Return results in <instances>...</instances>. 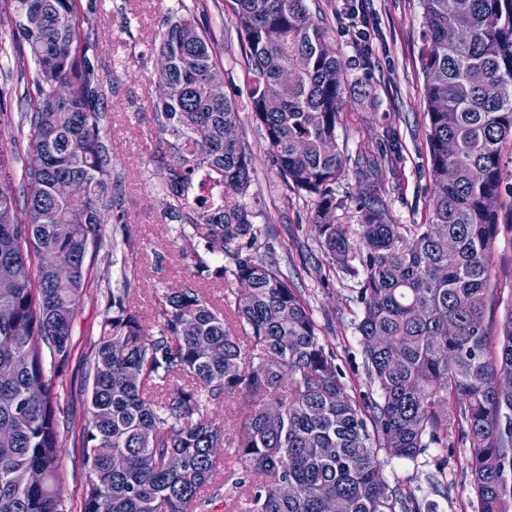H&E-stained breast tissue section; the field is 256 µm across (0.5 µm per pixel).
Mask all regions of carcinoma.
<instances>
[{
	"instance_id": "obj_1",
	"label": "carcinoma",
	"mask_w": 512,
	"mask_h": 512,
	"mask_svg": "<svg viewBox=\"0 0 512 512\" xmlns=\"http://www.w3.org/2000/svg\"><path fill=\"white\" fill-rule=\"evenodd\" d=\"M248 61L247 107L264 128L287 187L312 201L310 223L332 265L362 270L357 324L379 399L350 395L307 305L276 263L255 256L246 198L252 158L239 104L224 93L210 38L191 20L167 22L155 51L170 91L155 103L151 160L180 235L201 243L197 277L240 285L227 307L191 286L164 292L149 331L112 294L91 362L81 429V512H204L224 487L217 449H235L246 512H421L382 476L377 449L414 462L448 447L456 426L470 448L479 512H512V299L498 334L484 326L490 253L503 207V145L512 143V0H422L421 66L431 203L425 224L394 223L378 193L355 200L358 241L336 211L346 157L336 127L347 75L307 0H230ZM32 16L33 37L17 18ZM76 0H14L10 23L24 91L27 160L17 195L0 155V512H60L57 377L90 266L112 215V159L98 69L78 53ZM67 96L56 111L58 85ZM204 127L208 138L194 131ZM79 182L62 195L57 185ZM54 252L61 275L37 263ZM232 267H224V257ZM359 267H354L353 262ZM35 265L18 282L14 267ZM234 400L227 442L208 406ZM123 458L119 468L114 457ZM42 472L39 484L31 482ZM288 482L292 492L279 487Z\"/></svg>"
}]
</instances>
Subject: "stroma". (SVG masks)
Listing matches in <instances>:
<instances>
[{
  "instance_id": "35a3bbf8",
  "label": "stroma",
  "mask_w": 512,
  "mask_h": 512,
  "mask_svg": "<svg viewBox=\"0 0 512 512\" xmlns=\"http://www.w3.org/2000/svg\"><path fill=\"white\" fill-rule=\"evenodd\" d=\"M373 24L369 48L355 45L346 33L349 0H307L310 15L335 41L348 74L345 101L336 128L347 157L336 183L340 200L358 198L380 187L395 223H426L430 206V156L426 142L424 75L419 50L423 29L421 0H365ZM79 12L94 24L80 31L86 55L104 81L112 156V182L121 198L124 219L103 227L113 253L99 252L90 267L85 295L72 327V355L61 371L59 417L60 500L63 512H81L85 474L80 427L88 410V359L113 291L127 289L131 306L145 327H152L157 298L170 288L195 285V259L178 237L177 222L163 216L165 191L151 162L157 132L153 105L159 96L158 56L152 41L176 14L193 17L213 41L224 72V91L236 102L247 98L246 47L227 0H77ZM33 76L32 65L17 67L0 54V151L21 166L28 148V127L21 122L19 97ZM242 135L249 146L251 196L259 214L255 251L274 260L308 304L326 349L334 351L343 381L352 395L368 389L365 358L356 331L362 305V278L329 264L312 224L311 204L285 186L273 162L265 131L242 112ZM385 157L378 182L362 174L369 160ZM505 228L490 257L493 296L484 325L497 333L504 302L512 298V213L502 212ZM382 475L418 501L436 504L437 512H477L468 467L470 451L459 432L444 448H430L417 463L379 450Z\"/></svg>"
}]
</instances>
